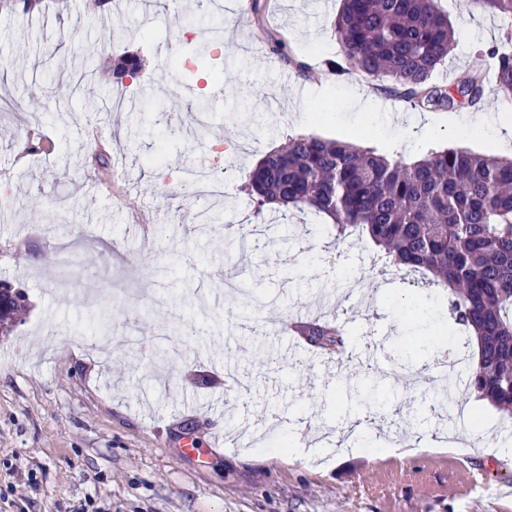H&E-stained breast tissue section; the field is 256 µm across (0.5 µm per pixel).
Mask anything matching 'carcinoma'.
Here are the masks:
<instances>
[{
    "label": "carcinoma",
    "instance_id": "1",
    "mask_svg": "<svg viewBox=\"0 0 512 512\" xmlns=\"http://www.w3.org/2000/svg\"><path fill=\"white\" fill-rule=\"evenodd\" d=\"M471 2L512 17V0ZM333 30L340 57L327 67L336 75L354 69L389 81L416 108H480L481 73L433 82L455 36L435 0H342ZM485 56L500 99L511 103L512 52L492 46ZM140 67L132 55L115 71L132 76ZM245 190L257 216L275 203L310 210L330 220L336 243L365 235L384 265L435 277L448 293V331L478 347L465 367L467 390L512 418V158L443 148L407 163L374 147L297 135L247 173ZM298 332L319 349L344 351V337L328 322H305Z\"/></svg>",
    "mask_w": 512,
    "mask_h": 512
}]
</instances>
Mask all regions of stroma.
Instances as JSON below:
<instances>
[{"label": "stroma", "instance_id": "35a3bbf8", "mask_svg": "<svg viewBox=\"0 0 512 512\" xmlns=\"http://www.w3.org/2000/svg\"><path fill=\"white\" fill-rule=\"evenodd\" d=\"M223 4L37 0L28 10L0 0V197L10 200L0 207V281L27 297L21 324L0 335V512H512V459L487 453L512 419L478 403L479 425L464 413L453 430L464 447L432 451L438 391L392 378L408 361L439 374L443 289L406 271L375 274L369 239L334 245L310 213L255 221L241 190L266 152L298 134L397 148L408 162L445 146L496 155V139L451 137V111L412 107L354 70L329 73L339 0ZM437 4L456 45L434 82L479 71L475 119L512 121L484 52L512 37V22L470 0ZM216 13L230 41L200 29L184 38L193 16ZM275 41L284 54L271 52ZM189 43L206 44L223 75L183 56ZM129 53L141 73L113 77ZM368 90L373 109H352ZM418 122L439 131L401 146ZM22 126L53 150L28 152ZM228 138L239 153L214 156ZM98 149L108 158L100 170L89 163ZM200 165L224 177V194L177 184L180 169ZM59 258L74 271L62 283ZM402 290L413 308L397 306ZM300 309L347 322L357 348L340 371L325 372L309 343L293 353L279 337ZM401 323L422 338L416 355L394 344ZM369 362L385 395L337 392L343 370ZM380 409L392 418L379 435L414 454L374 453L366 437L362 453H342L344 425Z\"/></svg>", "mask_w": 512, "mask_h": 512}]
</instances>
